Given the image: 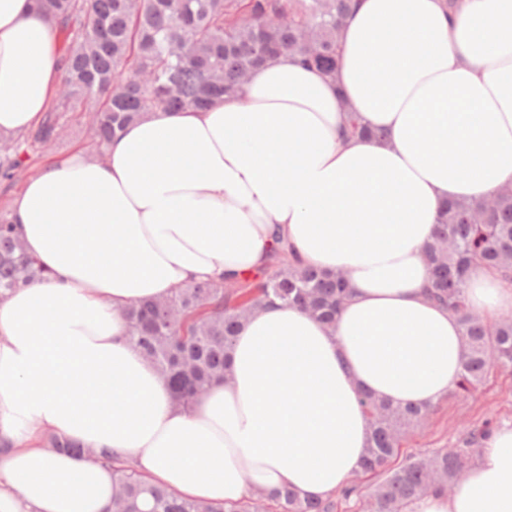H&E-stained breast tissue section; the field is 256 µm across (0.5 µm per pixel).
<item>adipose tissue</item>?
<instances>
[{
    "label": "adipose tissue",
    "instance_id": "1",
    "mask_svg": "<svg viewBox=\"0 0 512 512\" xmlns=\"http://www.w3.org/2000/svg\"><path fill=\"white\" fill-rule=\"evenodd\" d=\"M39 0H0V135L37 125L60 85ZM385 141L339 136L347 112ZM512 187V0H362L335 77L287 58L244 98L152 109L105 161L46 165L10 209L48 280L0 303V512H106L112 469L45 448L52 431L109 448L144 481L231 504L249 489L319 498L360 469L364 393L433 405L459 378L457 319L424 296L422 253L443 202ZM288 255L347 275L334 327L296 308L248 318L226 381L177 405L127 339L131 303ZM470 309L512 312V285L475 272ZM410 512H512V427L451 493Z\"/></svg>",
    "mask_w": 512,
    "mask_h": 512
}]
</instances>
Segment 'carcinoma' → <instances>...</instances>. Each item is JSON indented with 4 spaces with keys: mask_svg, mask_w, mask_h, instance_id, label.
Wrapping results in <instances>:
<instances>
[{
    "mask_svg": "<svg viewBox=\"0 0 512 512\" xmlns=\"http://www.w3.org/2000/svg\"><path fill=\"white\" fill-rule=\"evenodd\" d=\"M64 34L65 76L41 125L29 135L0 141V181L11 183L27 168L29 148L61 139L68 112H83L94 140V157H105L113 139L151 108L202 109L224 95L242 92L244 76L283 55L328 75L336 72L342 27L355 0H43ZM346 131L382 140L355 114ZM431 268L428 296L448 308L459 323L466 349L460 375L448 396L476 394L494 370L512 372V314H474L466 303L469 273L497 270L512 283V192L487 201H455L439 213L424 244ZM45 278L29 256L8 210H0V300ZM341 273L303 267L273 245L267 261L249 276L231 273L220 282H198L157 301L130 305L123 316L129 341L170 386L174 400L188 406L224 379L227 349L253 311L277 299L332 327L348 296ZM365 411L371 438L361 476L322 499L303 500L284 488L254 492L232 506L188 500L145 486L133 465L112 472L120 494L111 512H259L265 503L278 512H337L339 501L355 496L362 512H407L430 492L452 488L482 443L491 423L463 434L458 448L401 457L405 435L425 425L431 407L391 405L368 397ZM45 447L107 462L112 451L84 449L52 432Z\"/></svg>",
    "mask_w": 512,
    "mask_h": 512,
    "instance_id": "1",
    "label": "carcinoma"
}]
</instances>
